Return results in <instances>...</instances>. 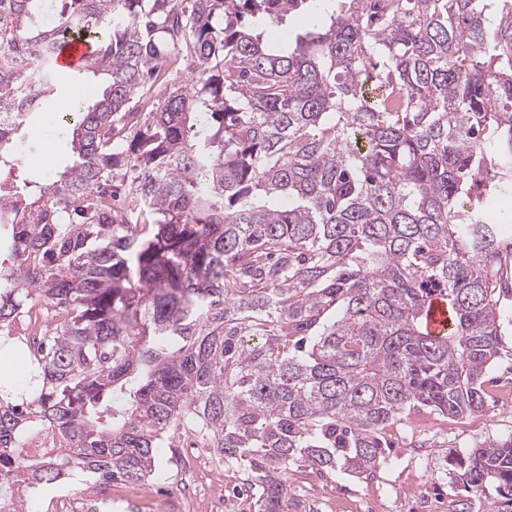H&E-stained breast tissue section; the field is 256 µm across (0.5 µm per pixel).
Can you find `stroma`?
<instances>
[{
  "label": "stroma",
  "instance_id": "stroma-1",
  "mask_svg": "<svg viewBox=\"0 0 512 512\" xmlns=\"http://www.w3.org/2000/svg\"><path fill=\"white\" fill-rule=\"evenodd\" d=\"M55 103L34 114L37 135H21L18 156L55 147L56 171L70 163L67 146L72 131L52 117ZM486 385L487 407L480 416L442 417L421 413L425 425L411 428L402 421L390 430V459L374 477L358 479L341 473L319 472L309 464L292 468L287 477L291 497L308 512H480V504L448 475V455L467 453L476 444L512 433V356L491 370ZM197 482H224V512H254L252 501L240 498L238 484L245 475L232 460L218 462L211 453L190 459Z\"/></svg>",
  "mask_w": 512,
  "mask_h": 512
}]
</instances>
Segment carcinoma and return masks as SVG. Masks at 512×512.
<instances>
[{"instance_id":"cac0c4a2","label":"carcinoma","mask_w":512,"mask_h":512,"mask_svg":"<svg viewBox=\"0 0 512 512\" xmlns=\"http://www.w3.org/2000/svg\"><path fill=\"white\" fill-rule=\"evenodd\" d=\"M47 2L0 0V168L62 93L73 124L70 166L0 194V333L26 321L32 367L0 399L14 512L66 474L158 475L183 432L253 474L255 512H302L295 462L367 479L411 413L484 411L512 299L489 210L512 195V0H332L293 47L251 25L316 0ZM68 34L96 45L82 72L55 66ZM451 466L512 512V434ZM428 320L431 332L439 335L447 334L452 322L448 315V304L444 299L436 298L430 303Z\"/></svg>"}]
</instances>
